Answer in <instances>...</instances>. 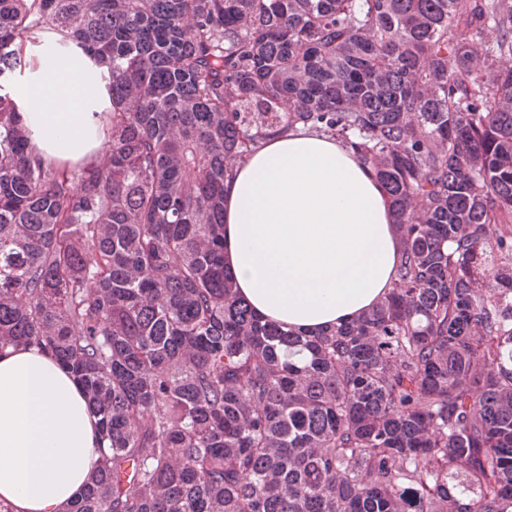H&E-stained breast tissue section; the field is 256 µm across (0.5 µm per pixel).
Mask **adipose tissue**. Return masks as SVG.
I'll return each mask as SVG.
<instances>
[{
	"instance_id": "obj_1",
	"label": "adipose tissue",
	"mask_w": 512,
	"mask_h": 512,
	"mask_svg": "<svg viewBox=\"0 0 512 512\" xmlns=\"http://www.w3.org/2000/svg\"><path fill=\"white\" fill-rule=\"evenodd\" d=\"M16 76L39 154L87 163L111 109L98 63L76 41L36 34ZM398 231L382 184L343 144L271 136L224 186V266L259 317L312 334L367 312L388 292ZM98 420L67 368L35 346L0 352V504L65 512L101 456Z\"/></svg>"
}]
</instances>
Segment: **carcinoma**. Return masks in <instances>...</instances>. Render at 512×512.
<instances>
[{
    "label": "carcinoma",
    "instance_id": "1",
    "mask_svg": "<svg viewBox=\"0 0 512 512\" xmlns=\"http://www.w3.org/2000/svg\"><path fill=\"white\" fill-rule=\"evenodd\" d=\"M35 31L108 68V148L80 168L16 110ZM298 128L353 149L400 229L387 296L314 335L224 267V183ZM20 345L98 417L66 512H512V0H0Z\"/></svg>",
    "mask_w": 512,
    "mask_h": 512
}]
</instances>
